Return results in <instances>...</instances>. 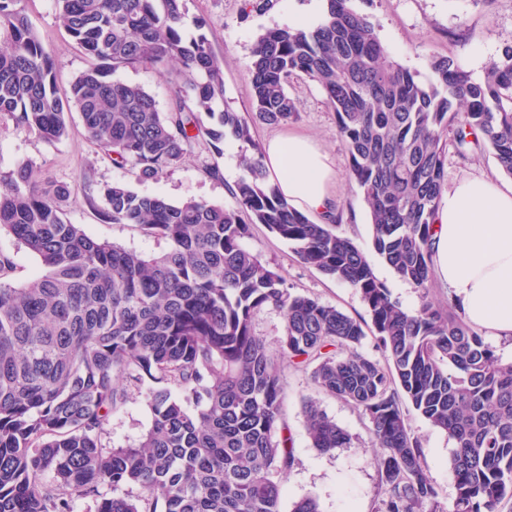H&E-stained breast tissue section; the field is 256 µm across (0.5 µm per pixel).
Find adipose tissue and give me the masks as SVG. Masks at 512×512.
I'll use <instances>...</instances> for the list:
<instances>
[{
	"label": "adipose tissue",
	"mask_w": 512,
	"mask_h": 512,
	"mask_svg": "<svg viewBox=\"0 0 512 512\" xmlns=\"http://www.w3.org/2000/svg\"><path fill=\"white\" fill-rule=\"evenodd\" d=\"M270 181L294 207L319 213L336 204V174L307 135L288 132L263 145ZM435 274L466 320L512 341V186L465 177L443 193Z\"/></svg>",
	"instance_id": "obj_1"
}]
</instances>
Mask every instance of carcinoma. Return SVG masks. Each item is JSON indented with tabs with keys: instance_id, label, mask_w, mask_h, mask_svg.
<instances>
[{
	"instance_id": "obj_1",
	"label": "carcinoma",
	"mask_w": 512,
	"mask_h": 512,
	"mask_svg": "<svg viewBox=\"0 0 512 512\" xmlns=\"http://www.w3.org/2000/svg\"><path fill=\"white\" fill-rule=\"evenodd\" d=\"M0 0V114L47 141L68 136L76 110L88 138L138 182L157 181L199 138L250 147L231 205L174 204L128 184H105L104 215L163 239L145 257L97 241L63 218L65 185L29 165L0 179V231L36 255L45 272L10 281L0 255V512H280L281 477L294 464L283 435L286 364L312 366L314 385L352 404L380 448L375 512H499L512 502V361L505 362L451 301L432 297L433 227L449 150L493 152L512 177V45L476 79L434 56L422 80L390 57L353 0H326L314 27L283 26L251 49V108L224 97V61L185 0H55L58 18L88 60L60 92L53 56L24 14ZM150 66L171 85L166 109L137 84L111 78ZM304 75L336 116L346 180L370 209L375 252L420 305L409 311L378 280L364 251L316 222L270 182L256 142L260 126L297 119L288 93ZM223 110H214L215 103ZM263 224L306 265L354 289L364 302L380 361L359 351L363 323L294 294L244 240ZM281 317L278 349L256 317ZM146 392L148 428L126 446L104 426ZM454 442L448 506L423 464L403 402ZM306 432L322 451L351 437L315 401ZM136 487L108 497L102 489Z\"/></svg>"
}]
</instances>
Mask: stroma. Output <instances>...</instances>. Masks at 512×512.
<instances>
[{"mask_svg":"<svg viewBox=\"0 0 512 512\" xmlns=\"http://www.w3.org/2000/svg\"><path fill=\"white\" fill-rule=\"evenodd\" d=\"M309 4L310 0H272L270 8L255 11L246 8L245 0H186L188 16L208 22L206 34L215 53L224 59L225 96L234 109L246 112L251 106L249 68L253 43L269 29L293 25L307 13ZM354 6L371 16L389 55L424 78L430 74L429 63L435 55L451 56L473 76H482L487 64L497 58L504 46L512 44V0H354ZM25 13L34 33L55 59L60 90H67L87 62L58 20L54 0H25ZM290 93L299 112L293 130L313 138L336 172V204L343 210V234L366 253L375 275L389 288L392 298L407 309H415L419 304L415 289L399 280L372 248L369 209L361 193L346 180L348 157L336 130L334 112L326 107L319 87L309 80H294ZM224 146L220 153L208 141H198L163 178L135 183L127 169L116 166L111 156L88 139L78 113L70 114L69 134L58 142L45 141L17 126L9 116H0V176L22 164L33 166L69 188L70 197L61 205L67 222L79 225L92 238L147 255L161 252L164 242L144 235L134 225L105 222L104 203L99 196L90 195V188L129 181L139 193L161 195L174 203L195 198L227 205L231 202L227 188L242 173L239 156L243 146L229 137ZM214 166L219 168V176L210 175ZM466 176L488 177L501 184L512 182V177L499 170L492 153L465 160L449 155L447 186H454ZM246 245L285 277L292 293L316 298L353 318L368 320L366 306L356 291L303 264L292 247L264 225H253ZM286 385L283 419L292 440L295 463L283 479L281 512H290L294 502L307 496L317 499L321 512H373L380 475L365 417L346 402L317 391L309 368H289ZM307 398L316 401L348 432L352 438L350 447L330 452L313 448L303 413ZM407 422L424 450V467L439 501L449 504L455 495L448 476L452 441L416 411H408ZM149 423L146 398L137 396L112 413L106 425V439L116 446L125 444L140 436Z\"/></svg>","mask_w":512,"mask_h":512,"instance_id":"35a3bbf8","label":"stroma"}]
</instances>
